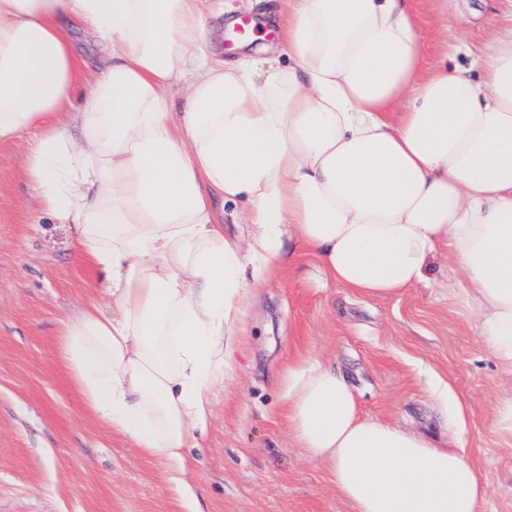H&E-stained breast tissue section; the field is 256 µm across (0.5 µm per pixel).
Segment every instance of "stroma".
<instances>
[{
	"instance_id": "1",
	"label": "stroma",
	"mask_w": 512,
	"mask_h": 512,
	"mask_svg": "<svg viewBox=\"0 0 512 512\" xmlns=\"http://www.w3.org/2000/svg\"><path fill=\"white\" fill-rule=\"evenodd\" d=\"M426 65L463 32L476 52L512 29V0H412ZM225 60L275 43L281 0H203ZM250 19L255 40L229 38L225 13ZM24 141L0 143V512H355L326 464L301 448L280 378L320 356L347 380L362 417L464 454L488 496L479 512H512V437L495 426L512 375L483 345L440 246L427 282L392 297L323 281L300 252L258 290L236 367L213 394L214 415L191 449L187 486L85 409L59 358L62 320L101 299L98 277L68 226L38 219Z\"/></svg>"
}]
</instances>
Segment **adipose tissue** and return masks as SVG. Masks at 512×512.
I'll return each instance as SVG.
<instances>
[{
  "label": "adipose tissue",
  "mask_w": 512,
  "mask_h": 512,
  "mask_svg": "<svg viewBox=\"0 0 512 512\" xmlns=\"http://www.w3.org/2000/svg\"><path fill=\"white\" fill-rule=\"evenodd\" d=\"M410 2L286 0L279 59L227 63L201 0H0V141L34 131L41 210L71 227L112 302L64 321L60 358L103 426L177 474L254 288L302 248L325 279L391 296L447 245L512 374V31L425 72ZM74 22L109 60L80 98ZM282 396L357 512L485 501L463 454L362 418L327 361L289 366Z\"/></svg>",
  "instance_id": "ef3b65f1"
}]
</instances>
